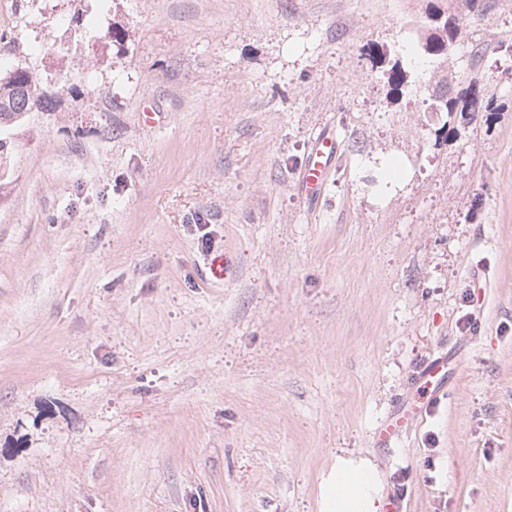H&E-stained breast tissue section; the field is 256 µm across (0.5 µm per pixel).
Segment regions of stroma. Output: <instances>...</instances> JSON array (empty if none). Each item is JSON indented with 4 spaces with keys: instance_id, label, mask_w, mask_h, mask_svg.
<instances>
[{
    "instance_id": "stroma-1",
    "label": "stroma",
    "mask_w": 512,
    "mask_h": 512,
    "mask_svg": "<svg viewBox=\"0 0 512 512\" xmlns=\"http://www.w3.org/2000/svg\"><path fill=\"white\" fill-rule=\"evenodd\" d=\"M429 7L26 0L0 21L72 69L0 181V512H319L344 453L403 512H512V0L412 64ZM470 89L474 119L432 112ZM324 129L342 152L315 204ZM441 351L449 394L377 447ZM340 138L334 131H320L311 142L300 172L302 189L311 198L321 197L329 170L335 160Z\"/></svg>"
}]
</instances>
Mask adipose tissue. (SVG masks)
<instances>
[{
	"label": "adipose tissue",
	"instance_id": "1",
	"mask_svg": "<svg viewBox=\"0 0 512 512\" xmlns=\"http://www.w3.org/2000/svg\"><path fill=\"white\" fill-rule=\"evenodd\" d=\"M383 484L370 461L337 457L321 481L319 512H382Z\"/></svg>",
	"mask_w": 512,
	"mask_h": 512
}]
</instances>
